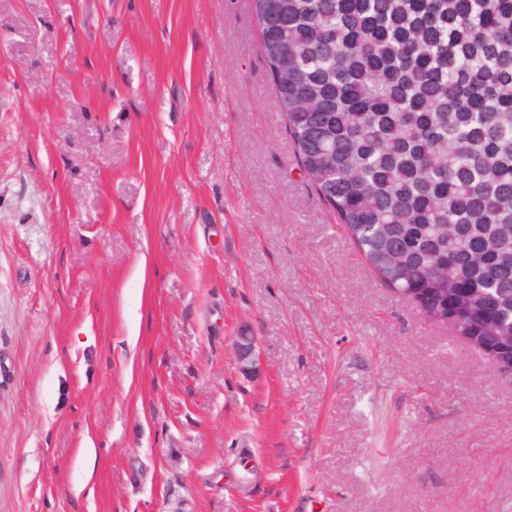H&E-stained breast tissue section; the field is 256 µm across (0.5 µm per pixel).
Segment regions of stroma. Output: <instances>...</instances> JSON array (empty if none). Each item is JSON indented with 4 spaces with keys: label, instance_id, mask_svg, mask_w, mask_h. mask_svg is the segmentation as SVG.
Masks as SVG:
<instances>
[{
    "label": "stroma",
    "instance_id": "obj_1",
    "mask_svg": "<svg viewBox=\"0 0 512 512\" xmlns=\"http://www.w3.org/2000/svg\"><path fill=\"white\" fill-rule=\"evenodd\" d=\"M259 41L0 0V512H512V382L362 263Z\"/></svg>",
    "mask_w": 512,
    "mask_h": 512
}]
</instances>
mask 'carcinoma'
Instances as JSON below:
<instances>
[{"mask_svg": "<svg viewBox=\"0 0 512 512\" xmlns=\"http://www.w3.org/2000/svg\"><path fill=\"white\" fill-rule=\"evenodd\" d=\"M303 176L384 287L512 360V0H254Z\"/></svg>", "mask_w": 512, "mask_h": 512, "instance_id": "cac0c4a2", "label": "carcinoma"}]
</instances>
